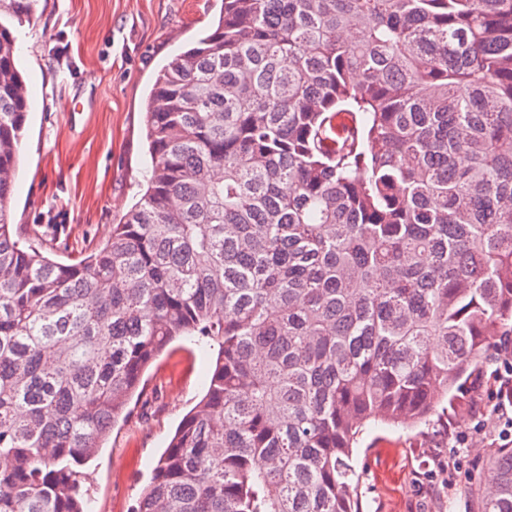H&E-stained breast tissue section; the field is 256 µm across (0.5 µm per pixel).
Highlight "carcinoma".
I'll return each mask as SVG.
<instances>
[{
    "label": "carcinoma",
    "mask_w": 512,
    "mask_h": 512,
    "mask_svg": "<svg viewBox=\"0 0 512 512\" xmlns=\"http://www.w3.org/2000/svg\"><path fill=\"white\" fill-rule=\"evenodd\" d=\"M35 2L0 0V512H90L180 338L217 358L136 512H358L367 427L455 410L512 332V0H223L154 82L146 192L69 263L9 210ZM466 495L512 512V446Z\"/></svg>",
    "instance_id": "carcinoma-1"
}]
</instances>
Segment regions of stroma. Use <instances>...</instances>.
Segmentation results:
<instances>
[{
    "label": "stroma",
    "mask_w": 512,
    "mask_h": 512,
    "mask_svg": "<svg viewBox=\"0 0 512 512\" xmlns=\"http://www.w3.org/2000/svg\"><path fill=\"white\" fill-rule=\"evenodd\" d=\"M221 7L222 0H38L33 22L18 27L34 104L9 206L13 224L44 255L65 262L90 252L141 197L147 96L158 72L208 31ZM215 358L208 346L180 339L149 368L129 414L85 467L92 512H134ZM499 360L491 347L449 415L363 434L353 457L359 512H448L452 502L468 512L440 466L456 459L469 482L479 456L498 446L487 379Z\"/></svg>",
    "instance_id": "35a3bbf8"
}]
</instances>
